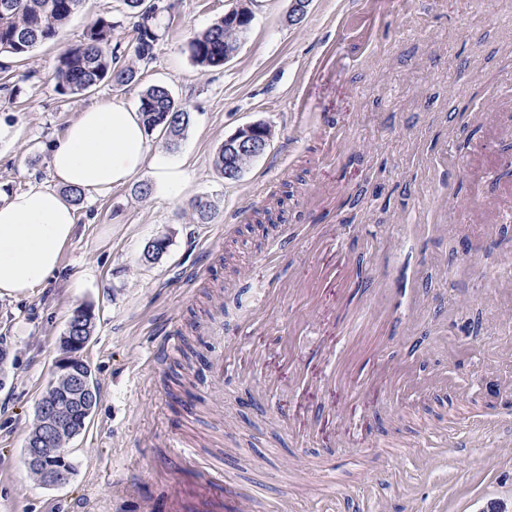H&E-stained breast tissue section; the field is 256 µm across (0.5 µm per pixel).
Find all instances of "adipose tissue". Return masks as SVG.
<instances>
[{"label":"adipose tissue","mask_w":512,"mask_h":512,"mask_svg":"<svg viewBox=\"0 0 512 512\" xmlns=\"http://www.w3.org/2000/svg\"><path fill=\"white\" fill-rule=\"evenodd\" d=\"M49 156L56 189L34 185L0 203V295L29 294L57 273L77 230L63 189L106 196L146 167L167 195L179 196L189 183L184 165L150 153L140 113L123 103L80 112L50 145Z\"/></svg>","instance_id":"obj_1"}]
</instances>
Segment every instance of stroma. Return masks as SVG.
Listing matches in <instances>:
<instances>
[{
  "mask_svg": "<svg viewBox=\"0 0 512 512\" xmlns=\"http://www.w3.org/2000/svg\"><path fill=\"white\" fill-rule=\"evenodd\" d=\"M175 3L160 16L155 57L140 65L132 86L57 92L58 55L93 20L112 19L118 39L132 26L122 0H86L58 40L38 48L12 73L8 89L0 88V127L7 130L0 137V201L34 184L55 188L48 147L88 107L135 106L142 90L163 85L191 114L175 147L158 132L148 135L151 151H166L188 168L191 181L180 198L156 189L141 195L140 184L150 180L145 171L108 196H85L58 275L32 294L0 296V512H138L140 498L166 501L176 486L206 477L170 455L168 423L179 416L199 457L219 461L225 480L272 501L294 482L293 512H313L310 495L320 477L292 459V439H304L306 458L342 439L365 447L355 418L396 476L381 512L511 505L512 447L472 435L478 422L502 412V380L512 375V360L497 357L512 341V294L497 280L512 272V222L488 235L442 234L422 222L421 212L439 205L446 190L458 207L484 206L512 190V175L503 173L512 155V0H376L367 34L381 55L309 86L304 68L335 39L333 18L347 0H311L294 23L286 20L291 0H259L238 52L207 70L192 61L188 42L236 0ZM298 85L317 113L351 133L335 167L322 165L316 129L292 114L289 91ZM256 122L269 127V146L238 180L224 179L215 166L221 145ZM447 156L460 160L459 170L449 172ZM287 186L293 195L271 222H231L238 206L262 204ZM199 197L214 207L206 224L194 221L191 203ZM311 224L334 229L335 239L313 249L300 243L273 258L282 238ZM160 236L168 239L166 251L145 261V246ZM485 267L496 279L481 280ZM373 272L396 288L418 286L423 307L414 316L395 308L356 344L348 321L358 306L375 305ZM257 279L314 282L309 333L288 335L302 312L296 301L278 303L270 326L249 323ZM79 307L94 317L82 358L98 400L81 433L65 443L75 468L69 484L49 488L29 472L25 446ZM173 324L192 367L150 372L145 356ZM230 342L238 347L237 368L255 370L257 381L273 387L284 426L254 409L249 387L199 376ZM252 349L265 353L261 368L251 362ZM326 350L346 367L333 386L323 382ZM377 353L398 375H445L473 383L475 395L436 390L422 397L398 380L365 388L368 359ZM299 371L308 383L289 392ZM356 388L364 391L357 399ZM447 430L471 446L420 466ZM131 483L138 497L125 496Z\"/></svg>",
  "mask_w": 512,
  "mask_h": 512,
  "instance_id": "stroma-1",
  "label": "stroma"
}]
</instances>
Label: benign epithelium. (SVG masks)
I'll return each instance as SVG.
<instances>
[{
    "label": "benign epithelium",
    "mask_w": 512,
    "mask_h": 512,
    "mask_svg": "<svg viewBox=\"0 0 512 512\" xmlns=\"http://www.w3.org/2000/svg\"><path fill=\"white\" fill-rule=\"evenodd\" d=\"M265 129L257 124L238 129L226 139L224 147L232 156L257 158L264 153L268 137L261 136ZM57 383L55 388L73 398H89L92 392L86 377L73 367L72 358L62 357L56 363ZM40 437L36 446L27 449L25 462L36 473L39 480L49 486H64L70 473L62 445L67 440L73 410L58 399L44 400L38 411Z\"/></svg>",
    "instance_id": "7a95c632"
}]
</instances>
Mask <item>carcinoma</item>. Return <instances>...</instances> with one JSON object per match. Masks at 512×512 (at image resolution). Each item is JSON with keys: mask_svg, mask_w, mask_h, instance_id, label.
I'll return each mask as SVG.
<instances>
[{"mask_svg": "<svg viewBox=\"0 0 512 512\" xmlns=\"http://www.w3.org/2000/svg\"><path fill=\"white\" fill-rule=\"evenodd\" d=\"M85 0H0V72L24 59L37 46L57 40L62 27ZM133 18L132 38H114L115 25L105 17L95 19L82 42L66 48L58 57L53 79L64 94H83L107 80L115 87L136 82V64L155 57L159 41L158 8L154 0H123ZM235 8L215 20L188 43L193 62L203 68L224 65V51L239 44L243 37L235 23ZM138 111L147 128H159L163 135H182L190 123V113L178 104L163 85L143 90Z\"/></svg>", "mask_w": 512, "mask_h": 512, "instance_id": "cac0c4a2", "label": "carcinoma"}]
</instances>
